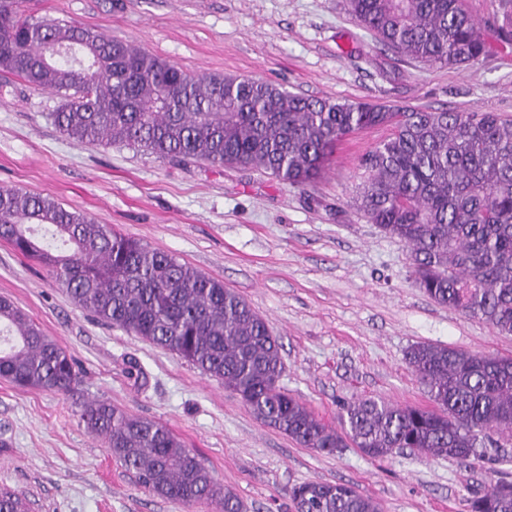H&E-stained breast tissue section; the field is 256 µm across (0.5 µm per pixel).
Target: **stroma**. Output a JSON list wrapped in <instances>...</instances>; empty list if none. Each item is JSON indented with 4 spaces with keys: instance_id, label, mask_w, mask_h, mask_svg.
Returning a JSON list of instances; mask_svg holds the SVG:
<instances>
[{
    "instance_id": "35a3bbf8",
    "label": "stroma",
    "mask_w": 512,
    "mask_h": 512,
    "mask_svg": "<svg viewBox=\"0 0 512 512\" xmlns=\"http://www.w3.org/2000/svg\"><path fill=\"white\" fill-rule=\"evenodd\" d=\"M488 52L449 68L377 42L348 0H23L25 15L98 29L209 75L261 79L305 96L496 112L512 118V41L500 36L505 0H464ZM59 96L0 76V187L53 198L173 255L235 290L281 344V387L328 425L342 404L381 398L431 406L405 354L417 343L512 356V335L432 301L409 249L368 223L354 203L361 156L389 130L347 136L325 175L298 188L250 167L167 162L118 144H86L51 118ZM24 310L75 361L81 383L64 397L0 379V489L29 512H222L186 507L139 486L81 406L103 399L166 424L247 512H289L308 480L341 482L382 512H468L490 487L489 464L348 447L299 446L257 420L234 392L141 337L98 322L37 263L0 241V298ZM137 362L144 377L125 375Z\"/></svg>"
}]
</instances>
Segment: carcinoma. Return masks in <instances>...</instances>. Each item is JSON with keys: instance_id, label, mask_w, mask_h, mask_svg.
<instances>
[{"instance_id": "obj_1", "label": "carcinoma", "mask_w": 512, "mask_h": 512, "mask_svg": "<svg viewBox=\"0 0 512 512\" xmlns=\"http://www.w3.org/2000/svg\"><path fill=\"white\" fill-rule=\"evenodd\" d=\"M0 0V72L62 99L65 136L121 143L162 160L248 166L304 187L333 147L375 126L389 136L362 159L356 203L367 221L410 249L413 274L436 303L512 334V119L297 95L259 79L196 76L86 26L33 19ZM380 42L414 60L470 64L488 46L461 0H349ZM0 241L45 268L98 320L187 361L240 396L256 419L297 444L370 458L397 449L460 461L485 456L512 434V357L418 343L405 355L434 406L382 399L342 405L340 428L317 419L278 385L283 362L266 321L224 282L54 199L0 188ZM0 379L20 388L74 392L70 355L0 298ZM86 428L150 493L190 507L210 500L244 512L195 451L165 424L106 401L83 405ZM291 512H382L343 483L306 481ZM470 512H512V482L474 493ZM0 512H27L0 492Z\"/></svg>"}]
</instances>
